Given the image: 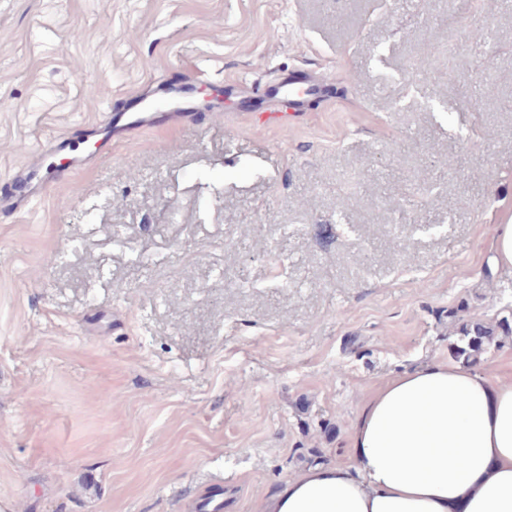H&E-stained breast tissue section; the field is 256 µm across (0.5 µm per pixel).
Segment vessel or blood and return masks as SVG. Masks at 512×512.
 Masks as SVG:
<instances>
[{
  "label": "vessel or blood",
  "mask_w": 512,
  "mask_h": 512,
  "mask_svg": "<svg viewBox=\"0 0 512 512\" xmlns=\"http://www.w3.org/2000/svg\"><path fill=\"white\" fill-rule=\"evenodd\" d=\"M280 93L289 101L300 102L305 99H320L326 95L324 80L309 72H291L280 82ZM194 103L186 85L174 86L166 103L153 104L143 99L133 100L132 104L122 112L108 114L98 130L113 140H128L147 127H161L176 119L189 116ZM72 141L71 135L59 134L52 136L46 146L21 167L13 170L0 183V214L15 212L20 206L29 204L27 188L32 180L41 177L44 161L55 152L65 150Z\"/></svg>",
  "instance_id": "1"
}]
</instances>
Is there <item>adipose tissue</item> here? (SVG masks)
<instances>
[{"mask_svg":"<svg viewBox=\"0 0 512 512\" xmlns=\"http://www.w3.org/2000/svg\"><path fill=\"white\" fill-rule=\"evenodd\" d=\"M347 454L265 512H512V385L460 364L407 370L367 402Z\"/></svg>","mask_w":512,"mask_h":512,"instance_id":"obj_1","label":"adipose tissue"}]
</instances>
